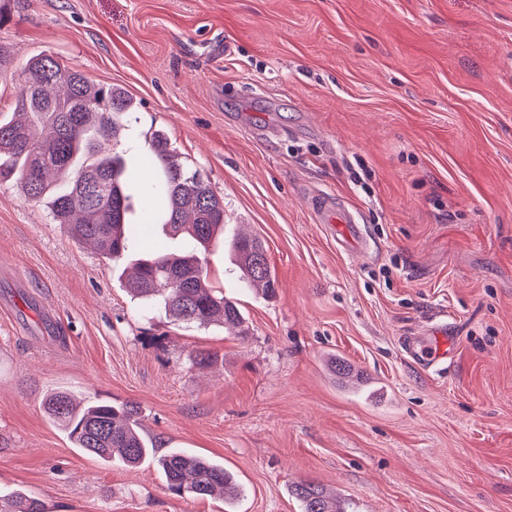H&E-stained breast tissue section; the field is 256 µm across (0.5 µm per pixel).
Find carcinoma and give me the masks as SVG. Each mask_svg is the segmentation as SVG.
I'll return each instance as SVG.
<instances>
[{"label":"carcinoma","instance_id":"carcinoma-1","mask_svg":"<svg viewBox=\"0 0 512 512\" xmlns=\"http://www.w3.org/2000/svg\"><path fill=\"white\" fill-rule=\"evenodd\" d=\"M135 103L122 88L90 82L73 66L52 55L28 60L20 74L12 115L0 117V180L13 179L24 195L48 208L54 223L77 242L95 244L113 265L129 263L120 278L132 295L150 305L162 301L167 312L188 325L215 322L246 336L238 304L213 289L201 254L224 230V198L199 173L191 171L161 130L154 131L140 158L151 172L132 194L125 162L103 152L115 141ZM141 224H162L181 239L180 252L156 249L134 257L132 216ZM234 265L247 286L276 294V277L263 242L239 235L231 244ZM341 383L360 382L340 357L329 360ZM49 419L82 453L129 467L153 463L167 488L179 496L239 495L234 475L220 463L197 454L161 451L147 437L133 403L114 406L79 401L68 390L47 395ZM292 494L302 512H347L339 498L320 485L301 481ZM0 512H45L44 503L23 492L0 496Z\"/></svg>","mask_w":512,"mask_h":512}]
</instances>
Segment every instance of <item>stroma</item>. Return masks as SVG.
<instances>
[{
    "label": "stroma",
    "mask_w": 512,
    "mask_h": 512,
    "mask_svg": "<svg viewBox=\"0 0 512 512\" xmlns=\"http://www.w3.org/2000/svg\"><path fill=\"white\" fill-rule=\"evenodd\" d=\"M0 113L49 54L136 110L110 152L163 131L224 198L209 282L247 338L142 310L110 260L0 182V493L47 512H302L311 481L348 512H512V0H21L0 25ZM355 209L340 248L309 202ZM259 234L274 297L229 242ZM447 323L443 371L402 346ZM199 351L217 356L199 367ZM344 357L371 385L338 384ZM138 406L162 449L237 477L233 505L179 497L153 464L73 448L54 390Z\"/></svg>",
    "instance_id": "1"
}]
</instances>
